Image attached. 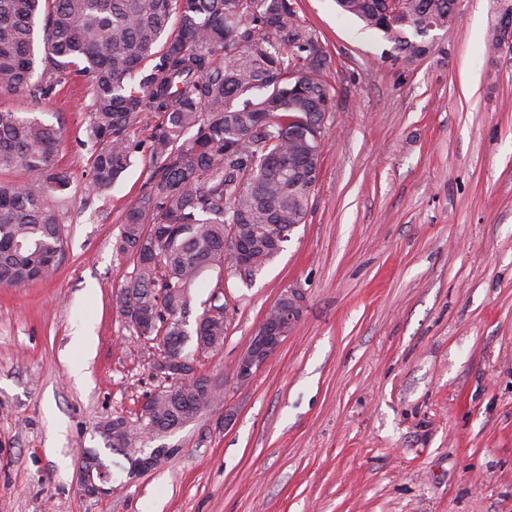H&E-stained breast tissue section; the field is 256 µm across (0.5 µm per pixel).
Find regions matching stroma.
Returning <instances> with one entry per match:
<instances>
[{
	"label": "stroma",
	"mask_w": 512,
	"mask_h": 512,
	"mask_svg": "<svg viewBox=\"0 0 512 512\" xmlns=\"http://www.w3.org/2000/svg\"><path fill=\"white\" fill-rule=\"evenodd\" d=\"M335 88L304 223L260 272L230 273L224 345L200 355L221 402L171 436L161 467L79 494L98 427L154 391L152 351L116 301L140 152L88 193L83 77L0 109L60 122L73 183L51 280L0 287V512H512V50L490 52L498 0H460L427 56H394L335 0H294ZM305 307L252 382L233 367L267 308ZM95 338L85 357L74 338ZM237 410L223 425L225 405Z\"/></svg>",
	"instance_id": "35a3bbf8"
}]
</instances>
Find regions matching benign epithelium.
Returning <instances> with one entry per match:
<instances>
[{"label":"benign epithelium","instance_id":"7a95c632","mask_svg":"<svg viewBox=\"0 0 512 512\" xmlns=\"http://www.w3.org/2000/svg\"><path fill=\"white\" fill-rule=\"evenodd\" d=\"M304 305L305 296L299 288H289L279 294L235 363L234 373L238 382L252 380L280 349L292 326L301 317ZM152 374L160 381L159 389L164 391L174 390L188 381L207 389L218 386L211 375L199 371L194 363L161 351L153 359ZM171 453L170 448H153L149 451L140 448L130 459L132 471L137 473L155 468ZM108 481L109 478L101 469L85 463L80 469L78 490L86 496L107 494L112 492Z\"/></svg>","mask_w":512,"mask_h":512}]
</instances>
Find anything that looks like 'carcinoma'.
<instances>
[{"label": "carcinoma", "instance_id": "carcinoma-1", "mask_svg": "<svg viewBox=\"0 0 512 512\" xmlns=\"http://www.w3.org/2000/svg\"><path fill=\"white\" fill-rule=\"evenodd\" d=\"M458 0H336L393 45L431 52L426 30L455 28ZM327 58L293 0H0V98L47 99L71 73L89 88V188L106 195L132 166L137 125L157 118L149 174L127 206L118 249L134 276L118 295L131 326L156 315L151 334L185 353L182 317L207 272L224 294L233 238L251 246L252 274L268 264L269 235L304 223L334 88ZM61 128L0 110V167L27 174L0 184V285L53 277L63 254L56 192L71 186L56 164ZM224 314L196 322L195 351L224 346ZM216 403L187 382L156 391L132 419L112 418L113 454L143 448Z\"/></svg>", "mask_w": 512, "mask_h": 512}]
</instances>
